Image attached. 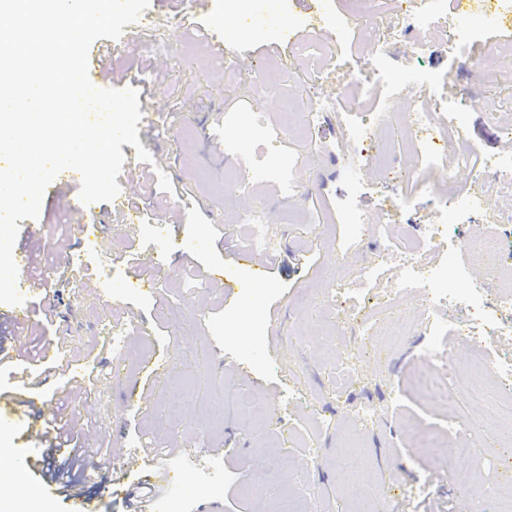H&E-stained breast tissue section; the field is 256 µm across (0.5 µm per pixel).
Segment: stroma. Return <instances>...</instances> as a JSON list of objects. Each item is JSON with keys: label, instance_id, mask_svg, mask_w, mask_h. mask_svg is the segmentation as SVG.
I'll list each match as a JSON object with an SVG mask.
<instances>
[{"label": "stroma", "instance_id": "stroma-1", "mask_svg": "<svg viewBox=\"0 0 512 512\" xmlns=\"http://www.w3.org/2000/svg\"><path fill=\"white\" fill-rule=\"evenodd\" d=\"M284 7L289 39L228 40L219 56L207 39L224 0H151L147 24L125 26L103 66L112 87L139 89L145 118L138 137L153 163L122 145L121 191L92 203L100 222L86 235L77 230L84 216L75 172L44 200L37 220L20 223V237L34 230L44 242L31 273L58 291L59 303L51 319L42 291L29 294L27 324L12 342L48 354L63 344L71 356L35 391L40 433L11 434L0 454L41 455L45 433L67 412L113 463L103 482L75 468L76 497L46 486L37 473L19 474L51 512H126L129 492L154 494L142 468L146 448L161 449L178 476L170 491L174 512H192L209 498L223 500L224 512H271L282 493L297 498L301 512L507 506L489 486L512 482V446L503 440L512 418L464 398L456 419H448L417 398L408 372L427 355L464 369L502 359L512 355V337L473 344L456 323L460 311L405 296L374 314L376 295L402 273L376 266L384 243L373 227L386 224L396 241L421 242L431 262L452 267L448 286L456 292L496 285L489 267L470 261L473 238L496 237L500 262L512 270V223L461 224L452 212L447 238L430 237L447 181L438 169L404 179L411 160L396 129L400 113L411 109L463 112L457 148L475 144L488 156H512V137L499 131L503 112L512 111V78L481 83L466 64L470 43H448L449 35L477 27L485 42L512 45V17L492 29V0H464L463 15L435 17L436 33L423 51L388 40L392 77L377 83L370 49L375 26L388 23L390 0H367L363 14L342 28L326 17H347L344 0H285ZM314 44L331 53L330 65H307ZM310 111L313 122L297 120ZM240 112L254 113V121H236ZM340 118L348 135L340 133ZM377 120L395 128V172L387 179L351 163L364 123ZM273 130L279 141L266 140ZM161 171L172 192L160 188ZM353 208L367 225L343 223ZM248 209L263 215L277 247L240 265L238 244L253 232L241 220ZM179 224L218 242V250L183 256V238L170 233ZM138 257L161 266L152 289L129 274ZM215 264L256 289L257 315L225 296L223 284L198 277ZM339 278L350 288L336 301L329 285ZM366 316L375 325L370 335L360 328ZM235 317L251 321L247 341L226 335ZM141 322L149 335L137 332ZM396 323L405 333L394 342ZM364 411L369 420L357 422ZM419 427L441 438L445 464L413 441ZM460 428L475 441L474 455L456 457L450 433ZM452 464L476 470L479 480L459 490L448 476Z\"/></svg>", "mask_w": 512, "mask_h": 512}]
</instances>
